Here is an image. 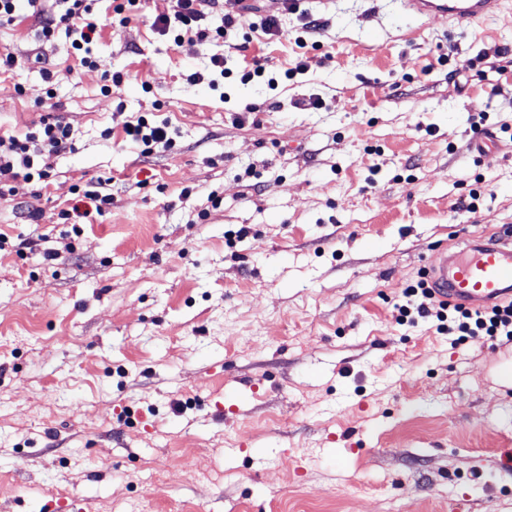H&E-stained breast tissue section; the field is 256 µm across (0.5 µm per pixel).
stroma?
Returning a JSON list of instances; mask_svg holds the SVG:
<instances>
[{
	"label": "stroma",
	"mask_w": 512,
	"mask_h": 512,
	"mask_svg": "<svg viewBox=\"0 0 512 512\" xmlns=\"http://www.w3.org/2000/svg\"><path fill=\"white\" fill-rule=\"evenodd\" d=\"M505 7L423 24L306 0L250 45L273 90L232 45L160 35L154 0L126 24L93 0V68L64 33L0 23V130L59 118L75 141L0 184V512H512V344L399 311L463 238L512 235V137L479 158L469 121L476 100L512 125ZM139 115L174 149L126 139ZM97 183L111 205L64 222Z\"/></svg>",
	"instance_id": "35a3bbf8"
}]
</instances>
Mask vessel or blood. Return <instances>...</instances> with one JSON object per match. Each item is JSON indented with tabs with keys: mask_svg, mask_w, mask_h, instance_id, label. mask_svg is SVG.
<instances>
[{
	"mask_svg": "<svg viewBox=\"0 0 512 512\" xmlns=\"http://www.w3.org/2000/svg\"><path fill=\"white\" fill-rule=\"evenodd\" d=\"M504 0H401L402 9L421 21L437 16L463 22L499 18ZM440 295L470 307L512 298V239L471 238L456 253L432 268Z\"/></svg>",
	"mask_w": 512,
	"mask_h": 512,
	"instance_id": "vessel-or-blood-1",
	"label": "vessel or blood"
}]
</instances>
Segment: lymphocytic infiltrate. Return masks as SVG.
Here are the masks:
<instances>
[{
  "instance_id": "obj_1",
  "label": "lymphocytic infiltrate",
  "mask_w": 512,
  "mask_h": 512,
  "mask_svg": "<svg viewBox=\"0 0 512 512\" xmlns=\"http://www.w3.org/2000/svg\"><path fill=\"white\" fill-rule=\"evenodd\" d=\"M38 0H0V22L13 21L23 6L34 7L37 36L47 40L58 30H65L74 50H83L94 41L97 25L89 21L90 11L85 0H55L53 10L39 8ZM244 0H174L172 8L159 11L153 27L161 35L181 42L188 34L198 40H227L241 25L238 11ZM220 13L221 24L211 27L208 23L213 13ZM124 131L132 141L142 144L146 151L159 148L171 150L175 140L168 121L152 122L145 117L127 122ZM75 143L69 126L62 120H42L25 138L0 134V177L12 181L31 183L48 174L45 162L53 156L73 151ZM405 299L400 312L403 317H419L435 321L438 333L455 337L457 342L475 339L494 340L506 337L512 341V300L487 308H469L451 303L437 296L426 276L406 285L402 291Z\"/></svg>"
}]
</instances>
